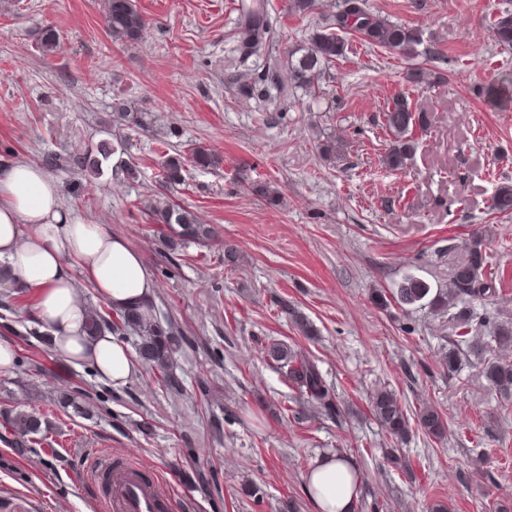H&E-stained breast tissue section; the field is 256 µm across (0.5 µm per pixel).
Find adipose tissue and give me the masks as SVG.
Wrapping results in <instances>:
<instances>
[{
	"instance_id": "adipose-tissue-1",
	"label": "adipose tissue",
	"mask_w": 512,
	"mask_h": 512,
	"mask_svg": "<svg viewBox=\"0 0 512 512\" xmlns=\"http://www.w3.org/2000/svg\"><path fill=\"white\" fill-rule=\"evenodd\" d=\"M0 262L17 286L38 293V311L59 355L92 363L101 378L122 386L139 364L125 344L103 331L84 330L85 308L76 276L118 309L144 308L155 287L140 253L128 242L66 211L55 181L40 167L18 161L0 168ZM350 461L317 457L306 476L316 512H356Z\"/></svg>"
}]
</instances>
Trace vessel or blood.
I'll return each instance as SVG.
<instances>
[{
    "label": "vessel or blood",
    "instance_id": "b4317fda",
    "mask_svg": "<svg viewBox=\"0 0 512 512\" xmlns=\"http://www.w3.org/2000/svg\"><path fill=\"white\" fill-rule=\"evenodd\" d=\"M102 469L110 486L107 512H166L165 495L149 471L133 464L115 467L108 462Z\"/></svg>",
    "mask_w": 512,
    "mask_h": 512
}]
</instances>
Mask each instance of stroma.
Returning <instances> with one entry per match:
<instances>
[{"mask_svg": "<svg viewBox=\"0 0 512 512\" xmlns=\"http://www.w3.org/2000/svg\"><path fill=\"white\" fill-rule=\"evenodd\" d=\"M147 20L138 42L112 41L102 0H0V166L46 165L64 207L123 236L151 270L150 300L193 345L173 372L184 386L170 394L146 368L115 387L87 363L49 355L37 341L45 325L32 289L0 288V338L15 348L0 371V414L32 407L48 422L46 439L25 453L0 439V512H103L94 460L123 457L160 478L173 512H314L306 475L324 453L360 472L357 512H496L512 507V402L497 396L470 352L458 372L444 368L462 339L427 302L382 309L373 290H390L408 274L440 289L462 258L469 234L483 230L487 278L495 297L473 301L487 321L479 334L487 355L512 363V346L493 341L492 326L512 322V219L491 208L497 186L512 185V50L496 47L490 24L512 0H368L372 11L414 27L442 49L441 59L414 61L349 37L345 58L329 65L317 93L291 84L290 52L328 28L336 0H319L301 17L289 0H266L267 48L245 54L236 35L242 5L252 0H136ZM58 37L40 53L46 28ZM431 72L410 82L411 69ZM260 95H244V87ZM406 95L431 125L406 167L381 163L388 145L383 114ZM122 102L148 113L149 130L114 126ZM180 152L203 147L216 164H187L182 185L162 190L157 141L168 127ZM115 129L124 155L87 180L66 165ZM343 134L347 152L335 165L318 154L320 137ZM136 164L133 181L112 166ZM278 188L277 203L250 183ZM211 224L210 246L164 245L158 198ZM238 245L235 268L224 244ZM319 331L302 336L285 306ZM284 342L315 361L348 413L340 420L298 402L269 359ZM392 390L409 420L441 413L444 438L412 428L395 444L371 410L374 394ZM108 409L88 417L91 394ZM222 432H215L213 419ZM398 451L409 470L393 467ZM210 483L183 480L188 468ZM254 484L259 494L247 496Z\"/></svg>", "mask_w": 512, "mask_h": 512, "instance_id": "stroma-1", "label": "stroma"}]
</instances>
